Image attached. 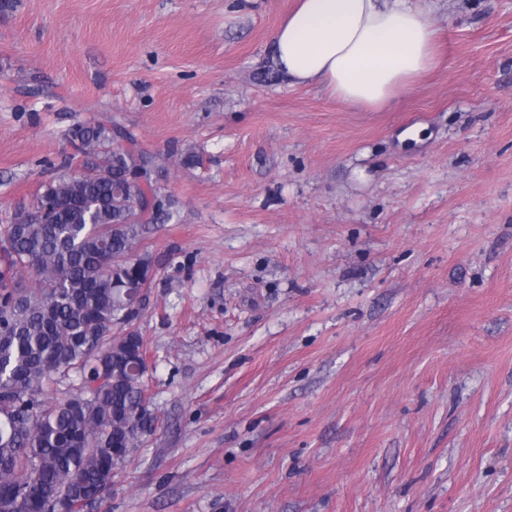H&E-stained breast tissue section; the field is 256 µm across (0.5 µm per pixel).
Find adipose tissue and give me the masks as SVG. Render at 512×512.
Returning <instances> with one entry per match:
<instances>
[{
	"label": "adipose tissue",
	"mask_w": 512,
	"mask_h": 512,
	"mask_svg": "<svg viewBox=\"0 0 512 512\" xmlns=\"http://www.w3.org/2000/svg\"><path fill=\"white\" fill-rule=\"evenodd\" d=\"M438 38L426 0H298L270 51L290 83L375 110L436 67Z\"/></svg>",
	"instance_id": "ef3b65f1"
}]
</instances>
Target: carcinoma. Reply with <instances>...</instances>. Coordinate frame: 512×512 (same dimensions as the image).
I'll use <instances>...</instances> for the list:
<instances>
[{"instance_id":"1","label":"carcinoma","mask_w":512,"mask_h":512,"mask_svg":"<svg viewBox=\"0 0 512 512\" xmlns=\"http://www.w3.org/2000/svg\"><path fill=\"white\" fill-rule=\"evenodd\" d=\"M71 139L80 170L25 203L36 218L0 224V512H48L60 499L85 512L109 495L124 450L153 432L131 355L143 338L112 325L138 315L134 248L172 201L122 125H78ZM65 380L61 397L44 394Z\"/></svg>"}]
</instances>
